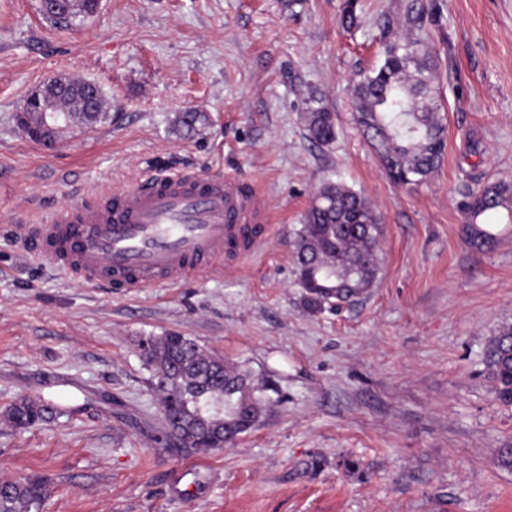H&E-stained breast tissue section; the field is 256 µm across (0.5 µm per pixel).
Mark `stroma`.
I'll list each match as a JSON object with an SVG mask.
<instances>
[{
	"label": "stroma",
	"mask_w": 512,
	"mask_h": 512,
	"mask_svg": "<svg viewBox=\"0 0 512 512\" xmlns=\"http://www.w3.org/2000/svg\"><path fill=\"white\" fill-rule=\"evenodd\" d=\"M406 0H101L66 31L37 0H0V413L54 402L17 429L0 416V482L44 478L42 512H512V404L484 365L512 325V224L476 251L467 195L512 179V0H424L447 148L438 172L393 185L354 126L352 85L380 61L381 13ZM97 83L109 120L50 153L15 116L48 78ZM324 94L334 143L317 145L300 94ZM207 116L192 135L180 113ZM238 175L266 205V239L233 272L128 293L28 253L39 224L162 171ZM328 178L382 216L381 267L357 303L312 313L295 231ZM176 330L275 389L222 450L160 443L141 336ZM46 410L28 397H21L12 403L4 413L9 423L17 429H26L39 422ZM42 413V416H40ZM39 417V420L37 418Z\"/></svg>",
	"instance_id": "1"
}]
</instances>
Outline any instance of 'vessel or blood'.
Wrapping results in <instances>:
<instances>
[{
  "instance_id": "b4317fda",
  "label": "vessel or blood",
  "mask_w": 512,
  "mask_h": 512,
  "mask_svg": "<svg viewBox=\"0 0 512 512\" xmlns=\"http://www.w3.org/2000/svg\"><path fill=\"white\" fill-rule=\"evenodd\" d=\"M262 197L231 174L161 173L27 232L41 262L84 281L134 292L237 268L260 240Z\"/></svg>"
}]
</instances>
